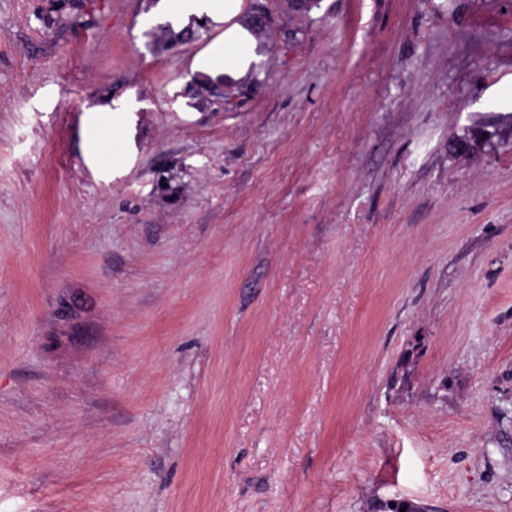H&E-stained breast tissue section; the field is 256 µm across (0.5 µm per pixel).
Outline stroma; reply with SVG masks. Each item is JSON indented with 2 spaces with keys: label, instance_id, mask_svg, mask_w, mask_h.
I'll return each instance as SVG.
<instances>
[{
  "label": "stroma",
  "instance_id": "1",
  "mask_svg": "<svg viewBox=\"0 0 512 512\" xmlns=\"http://www.w3.org/2000/svg\"><path fill=\"white\" fill-rule=\"evenodd\" d=\"M154 2L0 0V512H512V0ZM149 14L174 34L207 22L215 36L191 58L190 71L202 84L239 82L252 73L261 45L246 19L244 0H158ZM93 110L94 112H113V115L121 114L119 130L114 134L112 133V155L114 168V159H116V157L122 159L126 158L133 143L134 130L129 124L127 114L124 113L136 112L134 99L130 98L120 102H112L111 104L96 105L93 107ZM503 149H512V122L490 112L477 115L448 142V151L456 156L496 154Z\"/></svg>",
  "mask_w": 512,
  "mask_h": 512
}]
</instances>
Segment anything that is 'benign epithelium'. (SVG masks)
<instances>
[{"label": "benign epithelium", "mask_w": 512, "mask_h": 512, "mask_svg": "<svg viewBox=\"0 0 512 512\" xmlns=\"http://www.w3.org/2000/svg\"><path fill=\"white\" fill-rule=\"evenodd\" d=\"M512 149V120L484 113L462 128L448 142V151L456 156L496 154Z\"/></svg>", "instance_id": "7a95c632"}]
</instances>
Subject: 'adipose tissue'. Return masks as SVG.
Returning <instances> with one entry per match:
<instances>
[{"mask_svg":"<svg viewBox=\"0 0 512 512\" xmlns=\"http://www.w3.org/2000/svg\"><path fill=\"white\" fill-rule=\"evenodd\" d=\"M152 13L177 35L209 23L214 36L190 62V71L200 83L241 81L261 58L244 0H157Z\"/></svg>","mask_w":512,"mask_h":512,"instance_id":"1","label":"adipose tissue"}]
</instances>
